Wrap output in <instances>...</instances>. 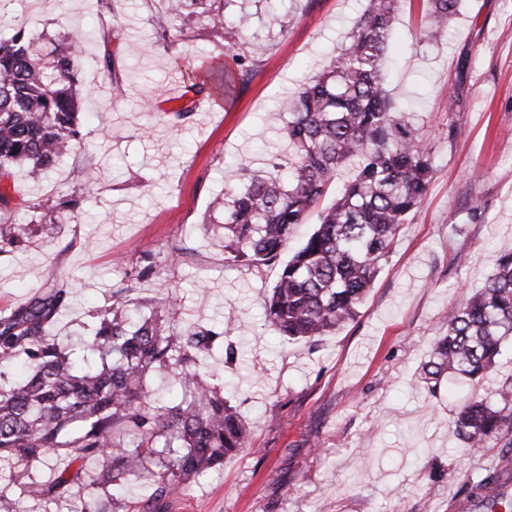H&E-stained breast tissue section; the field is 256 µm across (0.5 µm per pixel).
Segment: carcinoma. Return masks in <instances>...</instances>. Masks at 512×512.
Listing matches in <instances>:
<instances>
[{"mask_svg":"<svg viewBox=\"0 0 512 512\" xmlns=\"http://www.w3.org/2000/svg\"><path fill=\"white\" fill-rule=\"evenodd\" d=\"M399 0H369L357 31L314 79L282 104L288 114L285 137L291 146L286 182L250 177L223 201L224 253L230 262L255 268L279 259L293 229L328 191L336 171L358 161L354 176L319 216L314 232L282 266L265 306V320L290 340H314L354 320L402 224L421 205L433 175L431 148L421 129L394 111L383 89V58ZM462 0H427L426 19L437 32L459 12ZM229 50L241 32L226 24L224 12L210 15ZM40 36L19 24L0 39V179L11 168L51 170L83 144L80 64L71 51L50 50ZM77 205L66 195L35 204L50 226ZM16 219L0 225V242L15 244L29 234ZM97 326L83 342L76 363L69 346L52 335L69 292L54 288L0 314V364L29 362L27 378L0 387V463L15 458L43 462L63 451L72 460H108L107 481L117 483L147 472L156 477L157 503L207 472L224 466L247 442V427L215 385L201 379L216 345L236 356L224 330L170 325V297L148 315L127 308L112 295ZM512 340V251L501 255L484 285L448 309V334L434 342L422 370L437 391L441 378L484 377ZM165 373L183 389L178 402H163L146 391L152 372ZM499 402L475 397L457 413L458 436L473 451L491 438L503 441L500 460L512 462V383ZM83 468L52 470L48 479L12 484L33 496L54 497L82 478ZM461 492L479 498L499 490L505 472L467 473Z\"/></svg>","mask_w":512,"mask_h":512,"instance_id":"obj_1","label":"carcinoma"}]
</instances>
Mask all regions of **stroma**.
I'll list each match as a JSON object with an SVG mask.
<instances>
[{"label":"stroma","mask_w":512,"mask_h":512,"mask_svg":"<svg viewBox=\"0 0 512 512\" xmlns=\"http://www.w3.org/2000/svg\"><path fill=\"white\" fill-rule=\"evenodd\" d=\"M368 0H236L225 17L242 40L231 94L205 83L214 111L176 118L161 108L168 74L226 61L224 39L200 11L167 14L166 0H16L0 37L18 23L46 45L76 44L84 146L44 174L17 167L0 181L9 208L32 225L0 246V311L66 285L73 301L55 325L78 347L123 291L130 307L174 295L170 321L236 326L237 356L207 371L250 428L248 445L159 512H457L458 471L497 463L500 443L472 455L454 432L460 407L512 380V341L480 381L431 391L421 365L448 329L449 306L483 285L512 251V0H463L444 34L430 32L422 0H401L383 87L432 149L427 195L404 224L353 322L315 342L288 341L264 323L280 263L225 262L224 227L211 203L242 185L243 170L277 176L288 153L277 105L309 82L355 32ZM112 55V73L98 60ZM122 96H114L112 85ZM79 205L40 224L35 205L58 193ZM480 204L484 218L472 223ZM52 499L18 488L0 512H111L120 493L149 502L145 479L122 489L103 461Z\"/></svg>","instance_id":"1"}]
</instances>
